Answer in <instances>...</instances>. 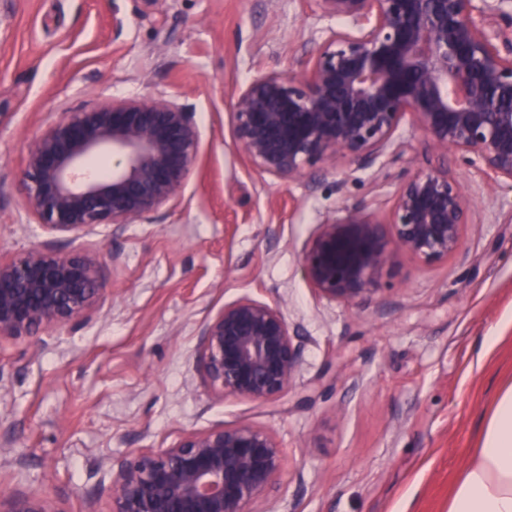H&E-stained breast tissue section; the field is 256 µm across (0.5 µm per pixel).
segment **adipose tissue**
<instances>
[{
	"instance_id": "ef3b65f1",
	"label": "adipose tissue",
	"mask_w": 512,
	"mask_h": 512,
	"mask_svg": "<svg viewBox=\"0 0 512 512\" xmlns=\"http://www.w3.org/2000/svg\"><path fill=\"white\" fill-rule=\"evenodd\" d=\"M448 512H512V385L498 394Z\"/></svg>"
}]
</instances>
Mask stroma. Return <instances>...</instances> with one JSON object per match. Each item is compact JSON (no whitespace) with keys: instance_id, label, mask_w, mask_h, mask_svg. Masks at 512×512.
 Instances as JSON below:
<instances>
[{"instance_id":"stroma-1","label":"stroma","mask_w":512,"mask_h":512,"mask_svg":"<svg viewBox=\"0 0 512 512\" xmlns=\"http://www.w3.org/2000/svg\"><path fill=\"white\" fill-rule=\"evenodd\" d=\"M336 25L309 0H0L1 256L52 240L20 175L66 113L163 95L201 133L177 200L85 237L111 290L92 319L37 353L0 340V486L109 512L107 462L248 424L284 450L253 512H448L512 383V190L449 154L473 211L461 253L400 255L355 305L320 298L300 250L345 205L389 208L406 157L383 176L344 161L262 175L236 152L229 112L259 71L300 75ZM246 295L279 304L302 345L293 390L264 403L217 397L197 366L204 322Z\"/></svg>"}]
</instances>
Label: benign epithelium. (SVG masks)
Masks as SVG:
<instances>
[{"instance_id":"1","label":"benign epithelium","mask_w":512,"mask_h":512,"mask_svg":"<svg viewBox=\"0 0 512 512\" xmlns=\"http://www.w3.org/2000/svg\"><path fill=\"white\" fill-rule=\"evenodd\" d=\"M512 0H310L348 23L315 48L305 75L263 70L234 90V142L256 171L290 180L341 159L372 168L404 152L409 117L441 160L448 150L512 189ZM201 147L194 113L163 96L71 112L29 147L21 173L28 211L65 245L0 258V339L34 350L45 334L90 319L109 293L95 227L149 221L181 193ZM473 223L443 164L406 172L391 207L343 208L299 253L311 288L355 304L379 291L399 255L425 265L463 248ZM302 347L281 307L244 296L207 319L197 344L220 398L266 402L288 392ZM284 451L250 426L191 433L170 448L112 462L109 512H250L273 486ZM0 512H60L47 496L0 490Z\"/></svg>"}]
</instances>
